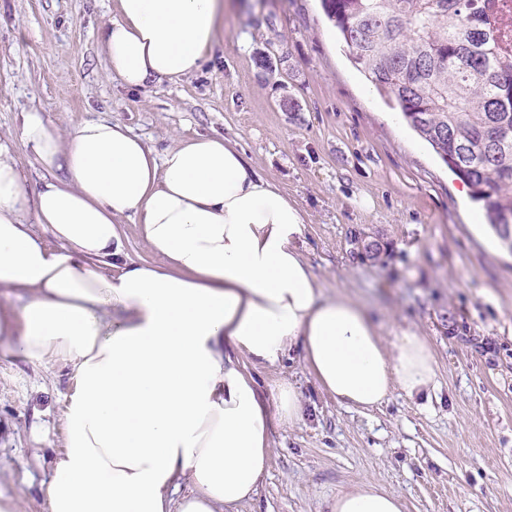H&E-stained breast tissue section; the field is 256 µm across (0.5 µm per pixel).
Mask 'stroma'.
<instances>
[{"mask_svg": "<svg viewBox=\"0 0 512 512\" xmlns=\"http://www.w3.org/2000/svg\"><path fill=\"white\" fill-rule=\"evenodd\" d=\"M111 10L112 0H0V142L27 189L41 173L18 127L33 106L61 127L111 116L158 149L176 135L237 141L303 210L326 293L365 306L383 336H424L437 363L430 399L397 393L364 411L323 392L300 352L252 369L263 386L295 380L306 417L273 429L269 473L240 512H324L363 478L401 495L405 512H512V252L354 68L320 0H242L198 71L136 91L106 73ZM262 53L273 73L257 67ZM285 94L299 111L281 110ZM72 375L0 349V494L19 512H43Z\"/></svg>", "mask_w": 512, "mask_h": 512, "instance_id": "obj_1", "label": "stroma"}]
</instances>
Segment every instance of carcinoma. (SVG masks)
I'll return each mask as SVG.
<instances>
[{
    "mask_svg": "<svg viewBox=\"0 0 512 512\" xmlns=\"http://www.w3.org/2000/svg\"><path fill=\"white\" fill-rule=\"evenodd\" d=\"M482 0H321L355 66L467 184L501 235L512 217V57Z\"/></svg>",
    "mask_w": 512,
    "mask_h": 512,
    "instance_id": "1",
    "label": "carcinoma"
}]
</instances>
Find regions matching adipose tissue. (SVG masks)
Segmentation results:
<instances>
[{
	"label": "adipose tissue",
	"mask_w": 512,
	"mask_h": 512,
	"mask_svg": "<svg viewBox=\"0 0 512 512\" xmlns=\"http://www.w3.org/2000/svg\"><path fill=\"white\" fill-rule=\"evenodd\" d=\"M226 7L114 0L100 38L108 73L129 89L193 74L224 35ZM18 132L43 176L27 193L0 153V288L30 295L20 320L0 314V335L31 363L74 371L45 512H237L268 474L271 425L304 419L296 382L262 390L248 369L295 349L346 407L435 387L423 337L385 340L361 304L325 293L302 210L236 142L176 136L157 150L110 118L62 128L37 107ZM129 218L154 261L128 256ZM182 477L191 490L179 496ZM325 508L404 504L364 479Z\"/></svg>",
	"instance_id": "adipose-tissue-1"
}]
</instances>
